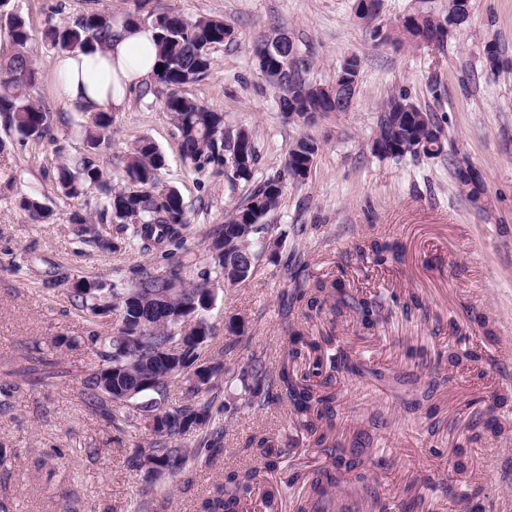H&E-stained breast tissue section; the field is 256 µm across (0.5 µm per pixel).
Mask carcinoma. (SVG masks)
<instances>
[{"instance_id": "carcinoma-1", "label": "carcinoma", "mask_w": 512, "mask_h": 512, "mask_svg": "<svg viewBox=\"0 0 512 512\" xmlns=\"http://www.w3.org/2000/svg\"><path fill=\"white\" fill-rule=\"evenodd\" d=\"M459 4L460 0H448V8L439 14L419 12L420 24L414 28L397 26L386 31L374 26L371 37L391 43L405 38L416 45L425 31H438L454 19L464 24L468 14L459 13ZM145 6L140 0L136 10L123 17L121 25L147 24L157 30V65L164 70L154 72L153 80L155 85L167 90L164 108L172 115L179 132L182 157L198 172L217 165L224 168V177L231 182L251 179L257 160L252 134L246 129L232 136L227 134L224 113L211 110L183 91L185 86L208 74L213 65L211 49L231 40L233 31L224 21L208 16L191 19L164 10H153L144 16ZM8 28L14 53L5 64H0V117L21 142L44 139L54 142L50 112L29 93L38 80L30 27L22 16L14 15ZM113 29L112 12L91 10L65 25L47 23L43 36L50 47L64 53L81 51L94 43L104 48L112 40ZM281 39L285 40L283 49L267 60L269 82L279 90L283 110L296 116V122L300 123L308 112L324 107L320 84L310 78L311 62L306 59L299 66L290 65L288 54L294 42L281 33L256 44L254 53L262 52L268 43ZM112 122V112L102 110L91 125L73 120L70 124L87 147L96 149L112 144ZM443 134L433 113L403 95L393 96L379 110L373 143L388 146L383 152L385 156H434L443 150ZM317 153L318 145L312 138L304 135L296 138L289 147L285 163L288 177L296 182L305 181ZM164 165V155L147 138L129 148L124 166L125 184L118 188L108 185L104 170L91 153L63 161L57 167L55 183L64 196L86 197L94 188L100 192L89 213H74L70 217V223L78 225L77 235L90 234L97 248L112 250L111 238L89 228L95 220L108 216L112 223L129 231L130 239L147 246L162 245L179 234L181 228L190 224V217L177 190L160 188L159 174ZM281 197L282 179L269 178L229 213L222 232L209 245L212 268L201 272L200 280L190 286L185 285L178 270L170 269L165 272L145 270L128 287H114L107 294L103 293L101 285L88 280L82 288L65 289L77 306L93 316L104 315L114 308L119 311L118 325L113 332L102 336L94 331L86 339L97 363L82 381L83 402L93 412L112 421L111 401L141 400L139 409L152 418L156 439L146 448H133L127 462L155 479L164 473L180 474L197 460V455L177 442V438L208 425L211 420L209 403L196 401L194 397L209 392L220 380L227 384L237 380L245 391L247 403L262 409L266 406L263 392L274 390L279 401L288 403L294 421L314 438V446L323 449L327 458L325 464L311 469L308 474L294 475L293 480H303L306 489L296 512H344L342 494L345 484L352 480L361 484L370 505L376 506L381 498L377 488L369 483L367 460L336 447L333 442L338 396L332 377L323 376L321 344L303 329L291 333L287 358L276 372H269L263 361L255 357L247 369L236 376L234 370L225 368L224 360L218 356L209 360L204 389L194 382L203 346L188 347L173 366L167 365L163 358L173 339L172 328L185 307L196 302L201 309H206L203 305L205 288L213 280L225 277L229 255L249 251L252 263L242 272V280L253 275L258 259L253 234L264 219L279 208ZM19 207L33 223H47L52 217L51 209L36 198H21ZM365 249L379 265L400 260L397 248L386 241L374 239ZM293 295L309 312H319L327 306L334 312L348 313L366 330L376 328L392 315V308L385 305L382 296L359 298L340 279H296ZM304 358L312 360L313 376L318 382L298 376L296 364ZM177 381L186 386V393L193 402L171 407L167 391ZM486 427L495 433L502 430L492 423L484 427L481 421L474 420L470 424L468 442L481 443ZM252 446L254 456L264 460L265 468L277 466L271 456L280 443L274 437L256 436ZM259 473L256 467L229 473L217 495L203 502V512H243L252 498Z\"/></svg>"}]
</instances>
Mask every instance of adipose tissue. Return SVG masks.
I'll list each match as a JSON object with an SVG mask.
<instances>
[{
	"label": "adipose tissue",
	"mask_w": 512,
	"mask_h": 512,
	"mask_svg": "<svg viewBox=\"0 0 512 512\" xmlns=\"http://www.w3.org/2000/svg\"><path fill=\"white\" fill-rule=\"evenodd\" d=\"M155 65L153 29L119 27L107 48L63 53L56 58L57 90L72 112L118 110L130 92L152 75Z\"/></svg>",
	"instance_id": "1"
}]
</instances>
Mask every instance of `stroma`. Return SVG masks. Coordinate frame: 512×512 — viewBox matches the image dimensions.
<instances>
[{
    "label": "stroma",
    "mask_w": 512,
    "mask_h": 512,
    "mask_svg": "<svg viewBox=\"0 0 512 512\" xmlns=\"http://www.w3.org/2000/svg\"><path fill=\"white\" fill-rule=\"evenodd\" d=\"M188 18L222 19L235 39L213 47L214 64L187 93L224 115V129L251 132L257 161L250 180L228 181L215 169L195 172L179 151V134L164 108V93L131 91L115 111L111 146L97 153L113 183L123 180L122 156L137 139L150 138L165 156L163 186L176 188L190 223L179 239L140 250L117 225H99L112 239L104 252L77 236L73 213L83 199L56 188L60 155L86 153L70 134L66 103L59 98L55 50L36 45L39 69L30 95L53 117L56 144L28 142L0 126V448L15 453L10 473H0V499L13 512H133L150 500L154 512H200L205 499L233 470L259 466L250 451L259 433L276 437L288 454L263 470L260 486L325 463L296 426L284 403L249 407L240 383L215 392L211 424L223 428L220 452L200 458L192 471L158 481L131 470L135 446L154 439L152 421L138 401L114 406L123 430L110 427L81 399V381L95 362L84 338L109 332L111 320L76 307L59 286L62 278L104 285L129 284L139 268L162 272L183 262L192 283L211 264L212 233L259 184L283 176L279 209L267 217L258 240L279 242L277 255H262L250 280L237 286L215 281V299L203 316L213 328L208 357L243 367L250 357L277 369L292 329L334 335L338 358L392 371L403 378L389 391L366 378L335 375L339 394L335 438L370 454L369 474L383 490L384 512H512V70L491 71L485 48L512 61V0H471L467 23L441 45L402 47L371 38L354 13L355 0H157ZM110 8L114 20L136 0H0V62L13 51L7 22L25 16L33 37L47 20L65 22ZM282 31L312 56L314 81L328 84L350 54L363 60L358 93L344 112H321L299 125L280 111L276 90L257 67L256 43ZM403 93L434 114L445 132L438 155L390 158L371 149L380 105ZM306 134L319 144L302 182L286 179L292 141ZM467 163L483 186L480 203L469 200L453 171ZM33 196L53 211L49 224L31 223L19 209ZM373 238L397 244L402 259L376 265L362 245ZM341 278L367 294L394 298L392 317L363 330L349 316L323 311L304 320L292 303L294 277ZM488 319L486 336L479 325ZM242 323L240 334L229 323ZM58 337L75 346L52 348ZM45 348L52 373L33 371L26 349ZM462 354L453 366L449 353ZM475 353L477 361L466 360ZM439 380L429 401L408 410L414 381ZM508 425L503 435L468 442L475 414ZM463 460V472L448 465Z\"/></svg>",
    "instance_id": "stroma-1"
}]
</instances>
